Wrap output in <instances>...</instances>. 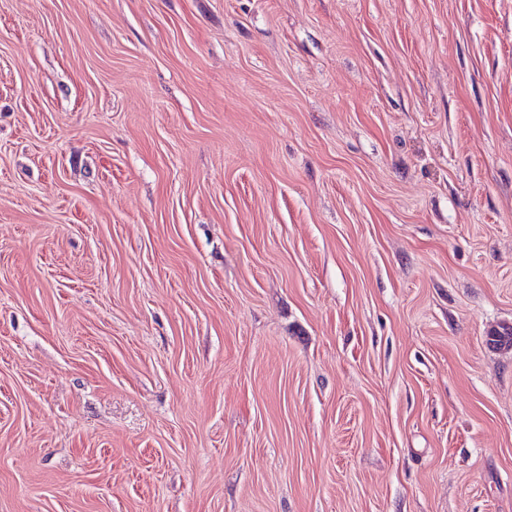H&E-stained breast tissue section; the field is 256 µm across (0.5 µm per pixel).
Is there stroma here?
<instances>
[{
	"label": "stroma",
	"mask_w": 512,
	"mask_h": 512,
	"mask_svg": "<svg viewBox=\"0 0 512 512\" xmlns=\"http://www.w3.org/2000/svg\"><path fill=\"white\" fill-rule=\"evenodd\" d=\"M512 0H0V512H512Z\"/></svg>",
	"instance_id": "stroma-1"
}]
</instances>
